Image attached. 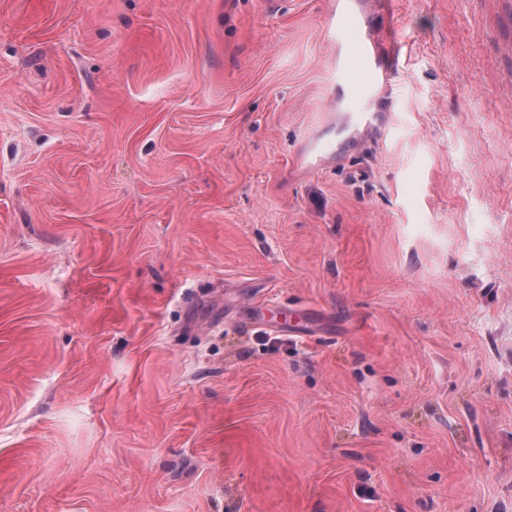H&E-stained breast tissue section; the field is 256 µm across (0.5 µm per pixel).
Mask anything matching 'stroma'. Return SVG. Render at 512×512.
<instances>
[{
  "label": "stroma",
  "instance_id": "obj_1",
  "mask_svg": "<svg viewBox=\"0 0 512 512\" xmlns=\"http://www.w3.org/2000/svg\"><path fill=\"white\" fill-rule=\"evenodd\" d=\"M0 0V512H512V0ZM352 0H336L331 12L330 33L336 44V85L348 91V102L356 105L372 85L387 79V69L379 71L372 60L382 47L390 58L388 30H372L363 34L360 17L370 15L367 4H353ZM338 145L329 142H322L321 137L313 139L305 152V160L314 169L319 168L327 160L338 157Z\"/></svg>",
  "mask_w": 512,
  "mask_h": 512
}]
</instances>
